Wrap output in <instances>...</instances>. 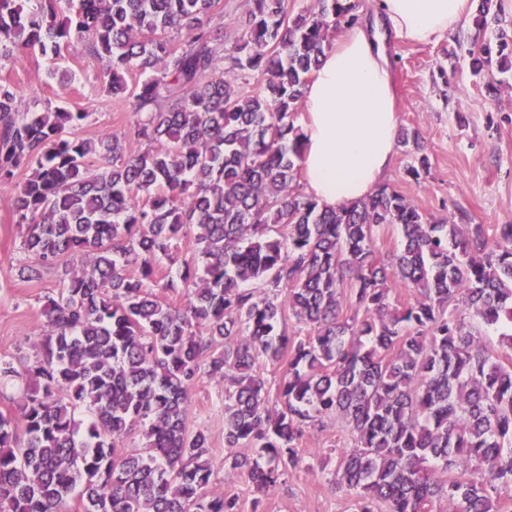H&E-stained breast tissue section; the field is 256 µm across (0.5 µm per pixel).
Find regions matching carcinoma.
<instances>
[{
    "label": "carcinoma",
    "mask_w": 512,
    "mask_h": 512,
    "mask_svg": "<svg viewBox=\"0 0 512 512\" xmlns=\"http://www.w3.org/2000/svg\"><path fill=\"white\" fill-rule=\"evenodd\" d=\"M251 2L228 48L212 26L220 0H0V60L85 41L147 144L86 140L88 113L39 112L0 78V182L15 183L23 270L62 266L40 357L0 358V392L19 410L0 412V512H62L73 496L80 512H238L211 491L208 435L186 425L203 364L224 380V466L258 492L300 464L306 428L334 421L352 441L337 485L354 512H424L437 497L453 512H508L512 224L435 220L387 185L331 210L301 192L294 114L358 4L291 14L288 0ZM495 57L512 61L503 29L470 51L473 74ZM236 71L256 87L234 85ZM399 143L419 178V133ZM389 225L398 244L379 258ZM189 235L181 272L162 274ZM393 280L413 299L392 305ZM288 315L305 335H288ZM263 362L287 364L273 400ZM137 428L143 445L122 447Z\"/></svg>",
    "instance_id": "cac0c4a2"
}]
</instances>
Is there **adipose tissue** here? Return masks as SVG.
<instances>
[{"label":"adipose tissue","mask_w":512,"mask_h":512,"mask_svg":"<svg viewBox=\"0 0 512 512\" xmlns=\"http://www.w3.org/2000/svg\"><path fill=\"white\" fill-rule=\"evenodd\" d=\"M399 39L424 44L454 30L470 0H380ZM305 191L338 208L372 194L394 152L399 119L385 40L354 26L325 52L303 101Z\"/></svg>","instance_id":"ef3b65f1"}]
</instances>
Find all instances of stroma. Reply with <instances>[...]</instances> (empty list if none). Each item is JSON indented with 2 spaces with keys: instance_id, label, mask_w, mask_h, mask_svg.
Instances as JSON below:
<instances>
[{
  "instance_id": "35a3bbf8",
  "label": "stroma",
  "mask_w": 512,
  "mask_h": 512,
  "mask_svg": "<svg viewBox=\"0 0 512 512\" xmlns=\"http://www.w3.org/2000/svg\"><path fill=\"white\" fill-rule=\"evenodd\" d=\"M474 18L427 43L388 37L394 70L399 125L418 130L430 169L413 178L408 157L395 149L383 178L421 211L471 223L512 224V71L490 69L473 76L469 51L477 33ZM103 63L72 43L62 59L25 55L0 62V76L21 87L26 104L38 109L80 108L88 117L82 137L98 139L116 132L130 136L131 151L143 149L134 139L138 117L128 102L108 97L100 83ZM13 186L0 183V356L34 361L46 330L43 309L57 293V270L29 281L19 275L27 259L17 225L11 221ZM191 428L206 431L215 462L214 492L238 498L240 512H352V501L337 485L336 470L351 443L336 424L309 429L299 448L301 463L285 482L256 495L239 472L224 466V382L202 375L191 390Z\"/></svg>"
}]
</instances>
